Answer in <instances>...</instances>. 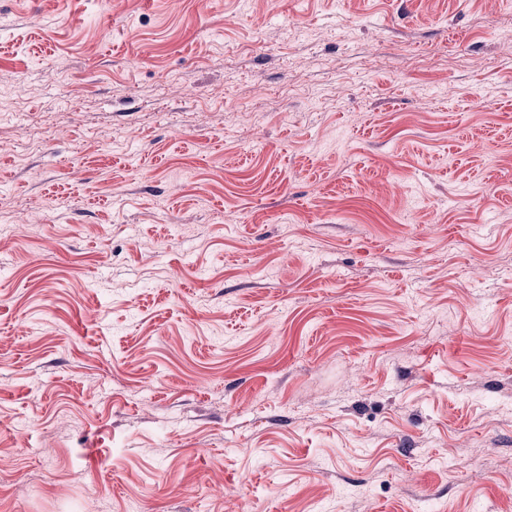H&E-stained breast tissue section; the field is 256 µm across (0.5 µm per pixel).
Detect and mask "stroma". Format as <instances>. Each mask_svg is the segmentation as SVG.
<instances>
[{"mask_svg": "<svg viewBox=\"0 0 512 512\" xmlns=\"http://www.w3.org/2000/svg\"><path fill=\"white\" fill-rule=\"evenodd\" d=\"M512 512V0H0V512Z\"/></svg>", "mask_w": 512, "mask_h": 512, "instance_id": "obj_1", "label": "stroma"}]
</instances>
